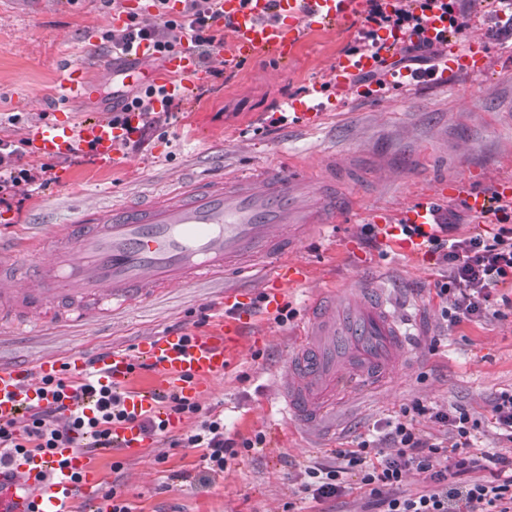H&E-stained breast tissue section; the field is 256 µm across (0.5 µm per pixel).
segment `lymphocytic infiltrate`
I'll use <instances>...</instances> for the list:
<instances>
[{"label": "lymphocytic infiltrate", "instance_id": "lymphocytic-infiltrate-1", "mask_svg": "<svg viewBox=\"0 0 512 512\" xmlns=\"http://www.w3.org/2000/svg\"><path fill=\"white\" fill-rule=\"evenodd\" d=\"M156 9L154 22L128 14L122 28L108 31L103 40L112 54H120L130 46L147 43L152 54L165 58L188 50L197 55L201 65H209L215 51L224 48V28L216 22L214 0H185L179 14L168 11V0H153ZM440 9L442 19L457 33H465L467 24L461 0H367L364 21L356 50L378 47V32L386 29L399 33L401 64L413 66L420 79L433 77L438 57L448 51L444 38L431 39L426 35L428 13ZM163 98L173 105L163 89L146 85L124 95L112 109V123L130 128L133 118H146L152 110L153 98ZM0 204L13 198L20 184L42 180L47 165L25 164L9 138H0ZM408 237L424 236L431 251L447 269L437 284L439 298L451 299V306L441 314L449 323L461 319L485 317L491 293L495 288L512 284V227H499L489 236L474 235L448 238V225L434 224L423 230L415 224L401 225ZM165 399L170 413L197 417L194 431L178 439V446L201 449V462L211 477H223L229 462L242 453L262 444V435L238 440L224 428V415L205 410L178 393H167ZM423 418L450 429L455 442L447 447L431 442L415 425ZM121 399L111 387L98 390L97 408L93 413L74 410L61 421L50 411L32 409L19 419L0 421V464L20 461L35 455H48L65 448L80 437L93 440L94 451L112 447L113 425L128 421ZM477 419L467 409L457 407L443 411L417 401L405 407L402 417L390 423L381 437L365 438L356 449H334L331 455L315 460L304 470L303 493L313 502L344 493L347 475L357 472L359 487L368 489L378 512H512V456L473 446ZM476 470L487 471L482 480H468ZM422 476L421 491L403 494L399 488L409 473Z\"/></svg>", "mask_w": 512, "mask_h": 512}]
</instances>
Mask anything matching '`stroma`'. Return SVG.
Masks as SVG:
<instances>
[{
  "label": "stroma",
  "mask_w": 512,
  "mask_h": 512,
  "mask_svg": "<svg viewBox=\"0 0 512 512\" xmlns=\"http://www.w3.org/2000/svg\"><path fill=\"white\" fill-rule=\"evenodd\" d=\"M496 10V0L469 5L466 40L448 54L454 63L449 77L381 91L354 83L342 100L332 72L354 45L361 19L306 31L289 60L261 55L229 78L201 79L189 99L159 113L146 132L126 134L112 167H91L79 156L50 158L46 183L20 186L14 203L0 205V242L7 243L96 207L166 194L191 175L220 180L240 170L297 164L316 182L328 160L357 171L341 186L355 208L309 231L288 257L304 278L288 288L286 322H279V309L267 306L275 284L228 276L162 290L108 321L28 326L0 336L3 365L32 366L47 355L66 362L108 347L138 357L154 337L202 334L218 324L225 289L239 292L242 310L260 313V321L245 328L238 357L223 376L203 385L199 402L223 412L236 438L261 434L264 444L229 463L213 482L197 451L173 444L194 429L192 417L176 418L167 437L143 440L133 453L96 455L102 482H118L134 512H283L286 502L300 499L308 461L384 432L416 400L443 410L465 407L479 421L478 447L512 450L500 442L492 419L493 400L512 390V286L493 291L485 318L449 323L435 293L446 269L428 246L391 250L368 230L379 218L396 224L419 193L429 192L437 197L439 217L453 224V237L496 231L494 213L475 215L466 194L452 189L461 183L491 197L512 188V38H487ZM116 11L145 16L152 0H121L116 7L110 0H0V137L20 144L36 122L110 116L112 93L122 80L107 79L111 57L99 40ZM477 44L486 63L472 71L466 62ZM75 66L100 82L98 99L57 95L60 75ZM312 101L325 107L319 124L296 127L293 113ZM351 282L386 289L409 345L393 378L351 395L317 429L280 412L278 387L308 303ZM116 460L123 464L117 473L111 469ZM184 471L189 480H178Z\"/></svg>",
  "instance_id": "stroma-1"
}]
</instances>
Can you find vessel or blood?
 Returning a JSON list of instances; mask_svg holds the SVG:
<instances>
[{"mask_svg": "<svg viewBox=\"0 0 512 512\" xmlns=\"http://www.w3.org/2000/svg\"><path fill=\"white\" fill-rule=\"evenodd\" d=\"M365 6V0H217L224 22L232 27L238 61L263 53L287 57L305 29L358 17ZM374 64L368 53L343 56L333 72L337 94H344L354 72ZM200 73L194 55L182 52L167 57L148 80L183 99ZM61 93L88 99L96 87L76 68L63 79ZM118 134L110 120L100 119L37 124L29 128L27 140L34 156L78 152L99 167L114 160ZM341 207L335 173L317 187L300 170L268 168L222 183L201 180L148 205L86 212L11 246L0 243V329L101 318L202 273L251 272L255 260L283 272L284 259L306 231L334 223ZM235 297V292L225 293L227 315L206 333L186 340L177 335L154 338L146 365L159 386L193 398L201 384L224 374L243 331L234 315ZM404 347L402 322L376 285L353 284L339 295L319 297L288 357L279 394L284 412L314 422L324 419L341 399L375 387ZM133 363L128 351L108 348L93 361L76 360L72 375L79 381L97 375L123 394L131 414L160 415L154 394L132 386ZM56 367L51 356L34 369L0 365V421L19 417L32 405L69 416L70 405L55 404L40 391V377ZM62 459L67 462L63 468L58 465ZM75 472L81 476L77 484L69 479ZM95 481L91 459L77 447L34 456L0 471V512H74Z\"/></svg>", "mask_w": 512, "mask_h": 512, "instance_id": "obj_1", "label": "vessel or blood"}]
</instances>
